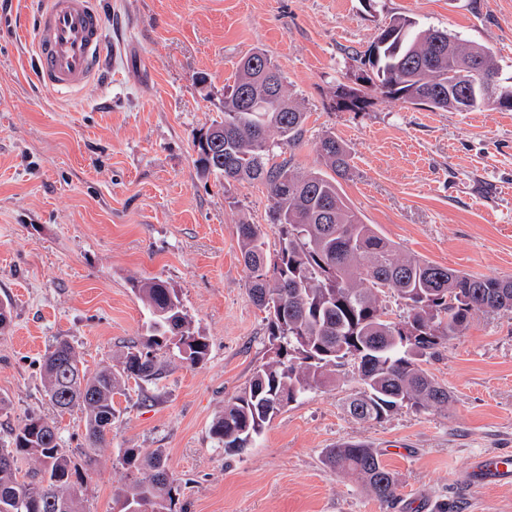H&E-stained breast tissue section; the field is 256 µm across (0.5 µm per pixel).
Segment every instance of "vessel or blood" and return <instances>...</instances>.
I'll return each mask as SVG.
<instances>
[{
  "instance_id": "1",
  "label": "vessel or blood",
  "mask_w": 512,
  "mask_h": 512,
  "mask_svg": "<svg viewBox=\"0 0 512 512\" xmlns=\"http://www.w3.org/2000/svg\"><path fill=\"white\" fill-rule=\"evenodd\" d=\"M32 43L34 80L40 87L73 94L95 82L108 51L98 0H35ZM511 481L508 452L480 453L461 478L472 489Z\"/></svg>"
}]
</instances>
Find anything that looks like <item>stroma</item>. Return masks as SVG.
I'll return each mask as SVG.
<instances>
[{
  "instance_id": "obj_1",
  "label": "stroma",
  "mask_w": 512,
  "mask_h": 512,
  "mask_svg": "<svg viewBox=\"0 0 512 512\" xmlns=\"http://www.w3.org/2000/svg\"><path fill=\"white\" fill-rule=\"evenodd\" d=\"M122 50L76 97L39 87L32 23L0 0V442L34 412L49 413L42 356L67 340L88 370L119 368L147 338L136 286L159 279L180 295L209 343L192 365L162 355L160 380H128L120 420L83 488L86 512H113L126 482L124 449H160L183 512H512V483L463 494L455 479L484 451L512 452V318L474 314L428 360L447 408H402L353 419L351 365L291 404L243 448L210 429L227 399L273 357L265 314L251 300L238 243L261 225L269 262L281 228L264 189L200 177L196 135L222 120L237 62L261 50L308 119L284 148L293 170L317 165L315 142L347 146L343 190L366 223L403 254L477 276L512 277V112H432L373 94L336 109L379 28L396 17L490 48L512 77V0H99ZM206 76L199 86L198 76ZM377 448L398 482L390 502L330 470L326 449Z\"/></svg>"
}]
</instances>
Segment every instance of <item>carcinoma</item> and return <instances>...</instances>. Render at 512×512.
<instances>
[{
  "mask_svg": "<svg viewBox=\"0 0 512 512\" xmlns=\"http://www.w3.org/2000/svg\"><path fill=\"white\" fill-rule=\"evenodd\" d=\"M359 86H343L340 104L361 110L381 93L432 112L484 107L512 112V83L504 84L493 53L462 42L445 29L423 28L406 17L380 28L364 52ZM307 112L288 92L285 79L262 51L243 56L224 92V120L194 141L198 165L232 185L258 183L272 201L270 220L281 227L278 260L268 264L258 224L238 225L249 294L266 313L275 358L258 366L248 384L224 403L213 422L217 445L244 448L290 404L330 382L331 368L353 362L358 390L351 416L379 422L404 407L416 412L448 405V388L422 367L443 343L460 335L478 313L512 314V278H481L400 254L349 202L342 180L351 156L334 135L315 149L325 169L304 174L289 161L270 162V133L290 146L301 142ZM393 290L405 306L397 321L385 317L382 294ZM146 316L144 347H131L117 370L91 372L72 345L59 340L42 357L46 397L63 415L85 417V468L62 448L57 421L32 413L0 444V512H85L84 475L92 453L103 447L117 420L114 395L134 378L154 383L162 365L154 351L174 349L195 364L208 352L206 338L186 326L178 293L162 281L136 288ZM33 459L39 472L20 475L18 463ZM324 462L357 474L377 499L397 494V483L378 449L343 442L325 451ZM130 469L118 492V512H178V486L159 450L124 454Z\"/></svg>",
  "mask_w": 512,
  "mask_h": 512,
  "instance_id": "cac0c4a2",
  "label": "carcinoma"
}]
</instances>
